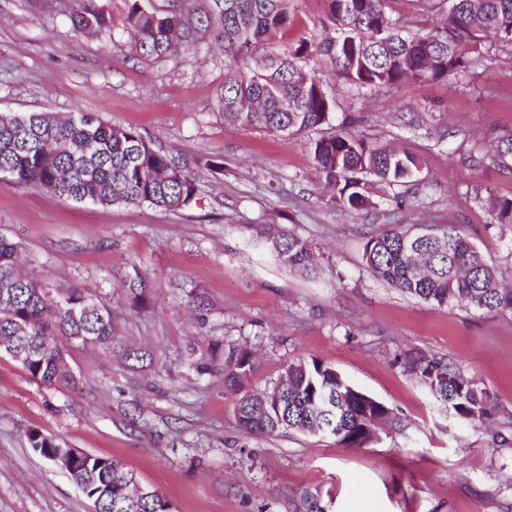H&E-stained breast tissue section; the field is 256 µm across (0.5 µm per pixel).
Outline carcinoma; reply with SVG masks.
<instances>
[{"label": "carcinoma", "instance_id": "1", "mask_svg": "<svg viewBox=\"0 0 512 512\" xmlns=\"http://www.w3.org/2000/svg\"><path fill=\"white\" fill-rule=\"evenodd\" d=\"M317 44L302 39L273 52L277 33L288 26L294 0H129L125 28L137 59L158 63L209 42L224 50V80L215 106L224 122L299 136L334 118L336 99L324 87L313 63L358 89L382 91L407 80L455 75L468 64V51L492 37L512 47V0H450L440 23L405 21L389 12L390 0H323ZM72 31L80 36L112 34L110 0H70L65 6ZM315 169L332 200L360 210L370 204L368 180L405 185L421 173V159L406 149L383 147L343 125L311 143ZM512 167V137L488 158ZM13 183L77 203L116 204L180 210L196 200L200 173L179 153L166 152L132 127L114 125L91 113L0 114V174ZM497 224H512V198L492 197ZM280 259L307 271L315 255L290 231L271 237ZM18 243L0 236V345L19 350L30 377L61 390L78 387L77 376L60 363L65 342L112 354V311L84 290L54 295L40 282L22 277ZM363 260L378 279L438 306L462 304L490 311H512V284L504 282L471 239L454 224L443 232L393 227L363 243ZM430 391L455 415L470 422L488 414L489 393L438 357L418 354L406 360ZM254 371L251 355L232 352L224 363V386L242 390ZM235 416L250 435L283 431L312 433L334 423V437L347 448L373 439L383 421L397 424L382 403L349 385L320 360L288 365L268 392L238 399ZM29 447L48 462L68 452L37 429L27 432ZM66 473L95 512H169L167 502L140 485L120 460L89 453L68 458Z\"/></svg>", "mask_w": 512, "mask_h": 512}]
</instances>
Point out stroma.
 <instances>
[{"label":"stroma","mask_w":512,"mask_h":512,"mask_svg":"<svg viewBox=\"0 0 512 512\" xmlns=\"http://www.w3.org/2000/svg\"><path fill=\"white\" fill-rule=\"evenodd\" d=\"M77 37L59 0H0V113L88 112L189 161L218 160L197 203L61 200L0 175V234L22 246L25 274L52 289L82 288L108 307L119 343L105 355L67 345L77 390L37 384L0 357V512H93L68 476L28 445L35 428L70 447L115 457L170 512H304L320 489L329 512H512V313L438 306L374 277L362 258L394 226L454 224L512 280V224L493 223L487 197L512 198V172L485 164L512 134V49L482 44L451 77L360 91L332 73L337 122L422 161L414 182H372L363 210L333 203L315 171L311 131L281 137L226 124L213 108L224 78L217 45L146 65L123 34ZM323 0H295L272 48L323 35ZM258 225L295 233L318 273L283 265ZM146 279L142 305L122 288ZM233 350L249 351V390L318 359L403 423L363 448L294 431H240L224 386ZM445 358L493 399L490 421L468 423L432 395L406 353Z\"/></svg>","instance_id":"obj_1"}]
</instances>
